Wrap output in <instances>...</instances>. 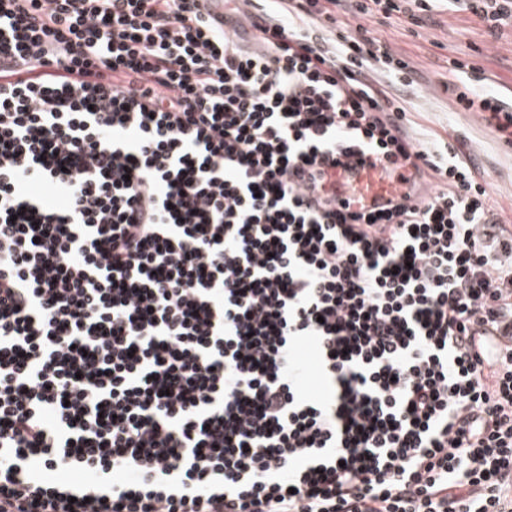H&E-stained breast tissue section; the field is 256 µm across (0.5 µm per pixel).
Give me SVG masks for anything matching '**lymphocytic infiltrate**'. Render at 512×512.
Returning <instances> with one entry per match:
<instances>
[{
	"instance_id": "lymphocytic-infiltrate-1",
	"label": "lymphocytic infiltrate",
	"mask_w": 512,
	"mask_h": 512,
	"mask_svg": "<svg viewBox=\"0 0 512 512\" xmlns=\"http://www.w3.org/2000/svg\"><path fill=\"white\" fill-rule=\"evenodd\" d=\"M436 2L0 0V512H512V231L322 35ZM366 148L427 192L344 213Z\"/></svg>"
}]
</instances>
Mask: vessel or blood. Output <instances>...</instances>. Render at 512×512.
Masks as SVG:
<instances>
[{"instance_id":"b4317fda","label":"vessel or blood","mask_w":512,"mask_h":512,"mask_svg":"<svg viewBox=\"0 0 512 512\" xmlns=\"http://www.w3.org/2000/svg\"><path fill=\"white\" fill-rule=\"evenodd\" d=\"M336 185L340 199L355 212L364 206L407 196L410 192L408 184L399 174L390 172L384 163L351 170L337 168Z\"/></svg>"}]
</instances>
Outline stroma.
Returning a JSON list of instances; mask_svg holds the SVG:
<instances>
[{
    "label": "stroma",
    "mask_w": 512,
    "mask_h": 512,
    "mask_svg": "<svg viewBox=\"0 0 512 512\" xmlns=\"http://www.w3.org/2000/svg\"><path fill=\"white\" fill-rule=\"evenodd\" d=\"M435 19V26L417 33L378 14L366 18L365 24L417 72L416 83L400 90L409 133L426 142L441 139L468 148L471 165L490 185L497 218L512 226V146H505L477 116L456 111L442 90L451 62L460 60L477 68L499 94L511 93L512 24L489 33L486 24L458 0L441 6Z\"/></svg>",
    "instance_id": "1"
}]
</instances>
